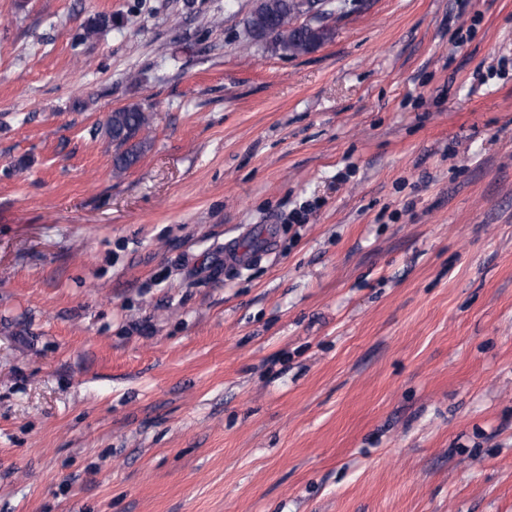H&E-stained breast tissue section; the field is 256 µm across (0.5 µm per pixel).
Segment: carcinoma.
<instances>
[{"label": "carcinoma", "mask_w": 512, "mask_h": 512, "mask_svg": "<svg viewBox=\"0 0 512 512\" xmlns=\"http://www.w3.org/2000/svg\"><path fill=\"white\" fill-rule=\"evenodd\" d=\"M306 0H257V5L247 20L251 43H260V37L269 31L276 37L265 43L275 51L289 56L312 52L334 35L326 23L332 14L326 10L309 20L304 9ZM152 115L140 104H132L112 111L105 126V133L115 146L113 169L122 173L137 164L143 154L147 138L142 133L149 130Z\"/></svg>", "instance_id": "carcinoma-1"}]
</instances>
